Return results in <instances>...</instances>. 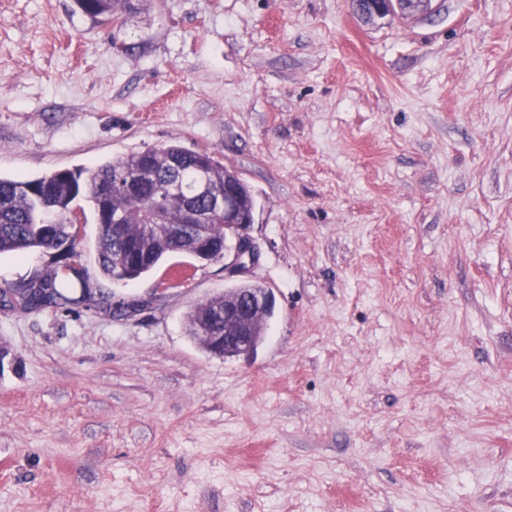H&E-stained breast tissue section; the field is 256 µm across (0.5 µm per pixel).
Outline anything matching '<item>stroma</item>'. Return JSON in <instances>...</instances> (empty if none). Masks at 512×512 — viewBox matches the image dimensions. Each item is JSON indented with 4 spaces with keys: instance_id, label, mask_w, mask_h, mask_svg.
I'll return each instance as SVG.
<instances>
[{
    "instance_id": "obj_1",
    "label": "stroma",
    "mask_w": 512,
    "mask_h": 512,
    "mask_svg": "<svg viewBox=\"0 0 512 512\" xmlns=\"http://www.w3.org/2000/svg\"><path fill=\"white\" fill-rule=\"evenodd\" d=\"M431 7L0 0V175L210 152L275 299L211 355L223 261L116 282L87 221L94 297L0 307V512H512V0ZM59 265L1 253L0 288ZM120 0H74L76 7L91 19L99 22L112 21Z\"/></svg>"
}]
</instances>
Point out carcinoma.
<instances>
[{"mask_svg":"<svg viewBox=\"0 0 512 512\" xmlns=\"http://www.w3.org/2000/svg\"><path fill=\"white\" fill-rule=\"evenodd\" d=\"M120 0H74L76 7L91 19L106 22L115 17ZM181 160L182 194L196 192V174L203 170L214 190L224 192V176L236 184L238 197L243 205L254 204L250 187L232 169L206 151L193 152L177 144L160 148L132 152L89 168L57 170L44 176L3 178L0 176V253L22 252L32 248H47L48 233L65 242L69 237V226L78 223L77 202H86L96 219L97 238L96 263L100 272L114 277L116 265L112 256L121 242L112 239V221L118 219L131 225L134 234L146 236L147 224L152 222V194L162 189V184L172 171L169 160ZM137 180L148 190L143 197L114 194L102 197L100 187L104 183ZM198 209L210 214L211 239L224 243V219L213 213L208 199L195 196ZM51 211L57 223L47 229L43 226L46 211ZM185 252V244L179 240L147 254L143 261L130 263L125 280H135L153 270L168 255ZM40 288H51L55 296L67 300L69 290L75 287L62 271L55 270L44 275L38 282Z\"/></svg>","mask_w":512,"mask_h":512,"instance_id":"obj_1","label":"carcinoma"}]
</instances>
